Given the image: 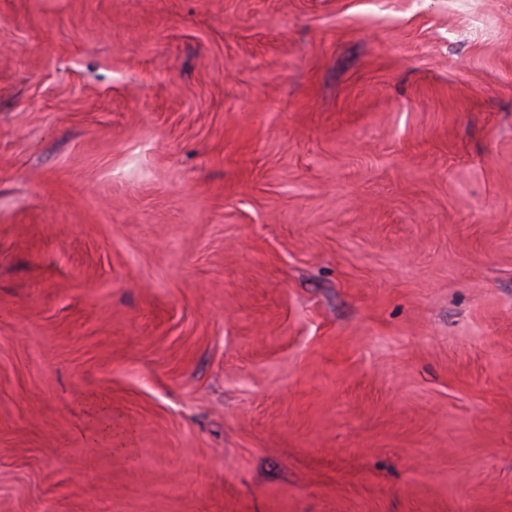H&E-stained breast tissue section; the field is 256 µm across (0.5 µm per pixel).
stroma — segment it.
<instances>
[{"mask_svg":"<svg viewBox=\"0 0 512 512\" xmlns=\"http://www.w3.org/2000/svg\"><path fill=\"white\" fill-rule=\"evenodd\" d=\"M0 512H512V0H0Z\"/></svg>","mask_w":512,"mask_h":512,"instance_id":"stroma-1","label":"stroma"}]
</instances>
